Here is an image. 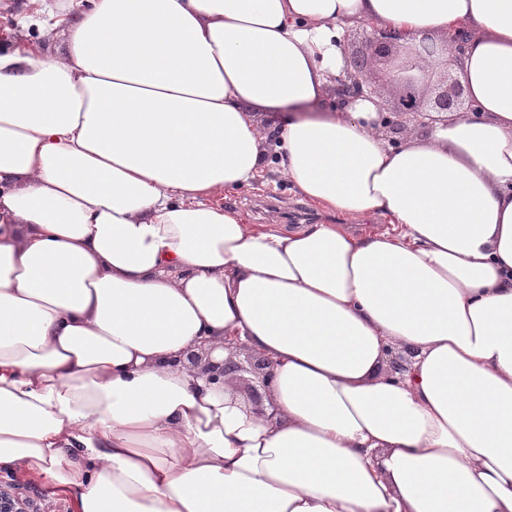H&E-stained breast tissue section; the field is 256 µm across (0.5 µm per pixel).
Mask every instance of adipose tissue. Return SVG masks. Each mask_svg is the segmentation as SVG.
Masks as SVG:
<instances>
[{"label": "adipose tissue", "mask_w": 512, "mask_h": 512, "mask_svg": "<svg viewBox=\"0 0 512 512\" xmlns=\"http://www.w3.org/2000/svg\"><path fill=\"white\" fill-rule=\"evenodd\" d=\"M39 11L0 39V464L77 512H512V0ZM362 23L462 34L475 114L391 145L330 91ZM274 167L390 230L222 203ZM202 346L268 359L262 406Z\"/></svg>", "instance_id": "adipose-tissue-1"}]
</instances>
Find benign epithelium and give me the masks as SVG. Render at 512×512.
Returning a JSON list of instances; mask_svg holds the SVG:
<instances>
[{"instance_id":"benign-epithelium-1","label":"benign epithelium","mask_w":512,"mask_h":512,"mask_svg":"<svg viewBox=\"0 0 512 512\" xmlns=\"http://www.w3.org/2000/svg\"><path fill=\"white\" fill-rule=\"evenodd\" d=\"M359 32L363 37L357 49L347 56L346 75L333 78L332 91L338 100L359 95L365 89L374 94L380 92L384 86L372 81L370 71L377 63H387L390 66L389 83L393 88L394 100L383 109L382 122L386 137L394 141L412 123L423 127L441 121L450 114L466 115L471 110L465 88L452 75L448 64L444 65L439 83L431 89H419L415 85V72L425 70V63L440 57L446 59L450 53H462L463 41L458 35L450 34L438 43L427 38L410 46L400 44L397 36L387 30L363 24L347 31L344 42H350L351 37ZM204 358L207 359L204 370L213 381L236 372L250 374V399L256 406L262 405L261 389L265 388L270 369L266 359L248 354L241 361L228 359L216 362L211 359V349L204 347L201 353L189 356L195 365Z\"/></svg>"}]
</instances>
